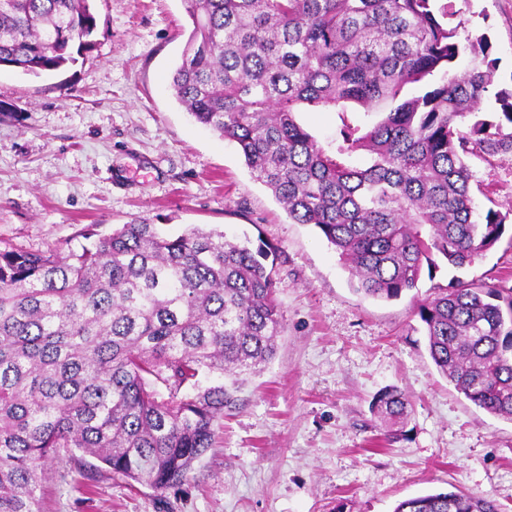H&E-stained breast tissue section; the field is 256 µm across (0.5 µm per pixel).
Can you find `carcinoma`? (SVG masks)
Returning a JSON list of instances; mask_svg holds the SVG:
<instances>
[{"label":"carcinoma","mask_w":512,"mask_h":512,"mask_svg":"<svg viewBox=\"0 0 512 512\" xmlns=\"http://www.w3.org/2000/svg\"><path fill=\"white\" fill-rule=\"evenodd\" d=\"M94 2L0 0V69L56 73L91 51ZM184 3L177 100L237 145L295 223L319 230L356 292L397 300L437 261L471 266L501 241L509 214L479 211L465 158L512 151V89L497 88L486 33L458 40L455 0ZM491 94L496 121L477 112ZM349 104L378 119L341 120L334 145L296 118ZM359 152L368 165L348 162ZM81 237L75 248H0V512H41L47 466L63 452L155 491L184 482L283 328L269 244L197 225L163 236L144 220ZM415 313L438 371L512 422V288L457 279L415 299ZM411 406L394 386L377 394L387 438ZM393 512L500 508L460 490Z\"/></svg>","instance_id":"1"}]
</instances>
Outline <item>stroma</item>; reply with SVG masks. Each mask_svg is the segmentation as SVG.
Instances as JSON below:
<instances>
[{"label":"stroma","instance_id":"obj_1","mask_svg":"<svg viewBox=\"0 0 512 512\" xmlns=\"http://www.w3.org/2000/svg\"><path fill=\"white\" fill-rule=\"evenodd\" d=\"M96 46L63 71H0V244L78 245L79 232L133 220L191 224L277 249L284 331L273 361L237 393L215 443L182 485L158 493L93 465L55 461L42 512H393L416 496L488 495L512 512V422L475 407L431 360L413 297L452 277L512 287L507 237L482 259L422 275L414 296L365 297L312 225L289 218L233 143L191 118L172 74L190 28L182 0H96ZM486 29L512 88V0H456ZM486 195L512 209V152L468 158ZM395 386L412 399L386 441L371 411Z\"/></svg>","mask_w":512,"mask_h":512}]
</instances>
